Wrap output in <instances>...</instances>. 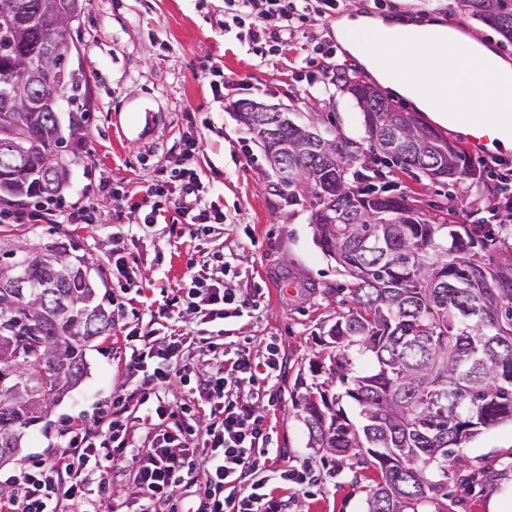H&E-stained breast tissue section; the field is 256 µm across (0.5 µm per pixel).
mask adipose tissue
<instances>
[{
	"label": "adipose tissue",
	"mask_w": 512,
	"mask_h": 512,
	"mask_svg": "<svg viewBox=\"0 0 512 512\" xmlns=\"http://www.w3.org/2000/svg\"><path fill=\"white\" fill-rule=\"evenodd\" d=\"M451 27L424 23L404 28L381 19H345L336 34L374 77L397 94L410 98L441 124L463 125L465 131L497 126L512 114V91L497 92L486 103L487 87L497 77H512V61L468 37L451 39ZM467 77L465 89L451 88L456 73Z\"/></svg>",
	"instance_id": "adipose-tissue-1"
}]
</instances>
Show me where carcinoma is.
Returning a JSON list of instances; mask_svg holds the SVG:
<instances>
[{
    "label": "carcinoma",
    "mask_w": 512,
    "mask_h": 512,
    "mask_svg": "<svg viewBox=\"0 0 512 512\" xmlns=\"http://www.w3.org/2000/svg\"><path fill=\"white\" fill-rule=\"evenodd\" d=\"M469 14L512 42V0H463ZM359 111L363 141L383 157L362 158V141L325 123L278 113L264 156L279 147L280 182L290 202L309 200L316 241L349 285L336 321L322 340L316 371L328 368L354 401L360 422L335 410L324 383L306 387L302 410L309 445L359 464L371 460L381 476L368 490L366 512H448V480L463 482V444L512 422V199L502 221L488 214L452 224L448 213L389 193L382 166L420 172L433 182L478 187L472 157L424 121L403 131L399 108L363 80L344 82ZM28 166L0 155L3 199L62 196L42 153L69 138L52 112L31 124ZM22 245L0 238V461L13 457L23 432L87 374V351L111 335L112 313L98 302L85 258L75 243L47 242L56 263L40 264ZM15 276L31 284L17 295ZM478 308L482 318L468 320ZM364 360L368 369L355 371Z\"/></svg>",
    "instance_id": "1"
}]
</instances>
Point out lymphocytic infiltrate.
I'll return each mask as SVG.
<instances>
[{
    "label": "lymphocytic infiltrate",
    "instance_id": "f902f5d3",
    "mask_svg": "<svg viewBox=\"0 0 512 512\" xmlns=\"http://www.w3.org/2000/svg\"><path fill=\"white\" fill-rule=\"evenodd\" d=\"M224 5L236 19L248 20L251 51L263 58L295 39L304 27L325 25L335 15L338 0H224ZM176 172L182 185L175 203L189 218L187 231L194 237L197 221L211 215L194 170L180 166ZM183 282L186 293H173L158 309L159 317L180 313L186 296L210 319L227 317L235 302L231 294L201 281L191 270L184 273ZM198 340L210 351H223L224 366L202 379L195 397L174 408L159 390L178 376L171 360L182 340L162 346L152 330L132 338L129 368L151 369L158 385L157 390L141 392L138 400L152 429L147 450L131 441L125 417L128 396L113 392L109 415L91 428H60L61 453L33 458L18 474L7 478L9 496L0 507L5 512H59L64 503L69 512H118L102 474L127 463L136 470L138 512H183V489L192 479L199 485L197 512H285L286 502L278 494L277 484L301 488L308 485L309 478L284 465L269 466L265 418L256 404L242 402L235 392L239 382L258 380L260 371L274 373L275 357L267 356L259 364L248 343L237 342L223 349L206 334H199ZM201 417L206 420L202 428L197 425Z\"/></svg>",
    "mask_w": 512,
    "mask_h": 512
}]
</instances>
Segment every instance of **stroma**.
Returning <instances> with one entry per match:
<instances>
[{
	"mask_svg": "<svg viewBox=\"0 0 512 512\" xmlns=\"http://www.w3.org/2000/svg\"><path fill=\"white\" fill-rule=\"evenodd\" d=\"M363 11L359 0H344L339 8L343 15ZM365 12L401 24L438 21L478 36L512 60V43L467 14L460 0H387L385 8ZM335 39V24L308 27L260 63L246 27L226 24L224 0H85L71 29L68 67L81 80L76 104L86 120L69 143L71 182L56 206L63 210L88 197L94 221L48 224L34 201L12 199L8 209L25 217L1 219L0 235L31 245L75 240L99 301L112 311V334L89 350L82 382L25 432L15 459L0 465V490L28 456L58 451L62 425L94 424L119 389L131 397L126 416L135 441L149 446L136 397L154 381L127 369L126 336L148 328L150 309L181 287L190 268L243 301L211 331L250 340L257 356L267 344L277 349L282 368L271 381L276 398L260 405L269 446L272 455L312 476L308 494H296L288 512H366L379 468L352 466L309 447L301 408L306 385L326 379L310 363L336 318L337 290L346 278L318 247L308 203L281 196L277 176L234 110L235 102L254 100L309 117L329 115L340 132L359 136L349 94L316 85L323 61L312 48ZM191 138L198 148L184 165L210 187V201L224 213L223 223H211L198 240L180 235L185 219L172 203L153 215L130 207L148 188L170 187L173 161ZM387 178L396 190L412 189L447 209L453 223L476 217L468 183L449 190L395 167ZM116 243L136 259V290L122 291L112 276ZM459 454L477 479L468 486L449 483L450 512H512V423L481 431Z\"/></svg>",
	"mask_w": 512,
	"mask_h": 512,
	"instance_id": "1",
	"label": "stroma"
}]
</instances>
